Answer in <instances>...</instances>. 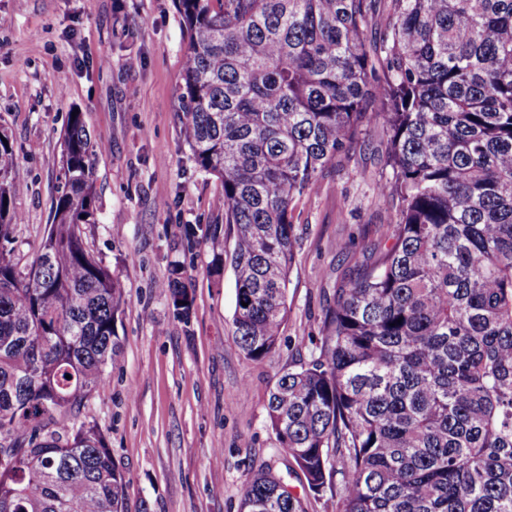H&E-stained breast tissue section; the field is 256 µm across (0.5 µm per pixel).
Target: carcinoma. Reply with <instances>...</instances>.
<instances>
[{"mask_svg": "<svg viewBox=\"0 0 512 512\" xmlns=\"http://www.w3.org/2000/svg\"><path fill=\"white\" fill-rule=\"evenodd\" d=\"M177 0L196 167L233 227L235 339L272 360L296 200L374 121L391 244L341 284L319 345L269 391L268 427L339 512H512V0ZM380 28L379 36L373 29ZM0 128V512H125L96 426L62 425L121 350L124 284L88 247L96 146L67 121L64 185L21 269L18 162ZM185 266L163 287L190 319ZM240 512H305L260 466Z\"/></svg>", "mask_w": 512, "mask_h": 512, "instance_id": "obj_1", "label": "carcinoma"}]
</instances>
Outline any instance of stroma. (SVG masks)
Returning <instances> with one entry per match:
<instances>
[{
	"mask_svg": "<svg viewBox=\"0 0 512 512\" xmlns=\"http://www.w3.org/2000/svg\"><path fill=\"white\" fill-rule=\"evenodd\" d=\"M186 31L175 0H0V126L19 161L15 260L39 253L63 185L62 136L79 111L93 143L97 222L89 248L120 277L122 349L68 424L96 426L125 473L127 512H239L240 489L276 441L266 404L276 378L308 359L323 312L370 252L389 246L396 207L375 185L389 175L368 145L324 171L296 205L300 244L277 356L247 359L232 317L235 274L190 226L232 230L219 181L200 171L179 109ZM345 242L347 250L336 247ZM182 261L193 303L178 319L160 284Z\"/></svg>",
	"mask_w": 512,
	"mask_h": 512,
	"instance_id": "35a3bbf8",
	"label": "stroma"
}]
</instances>
